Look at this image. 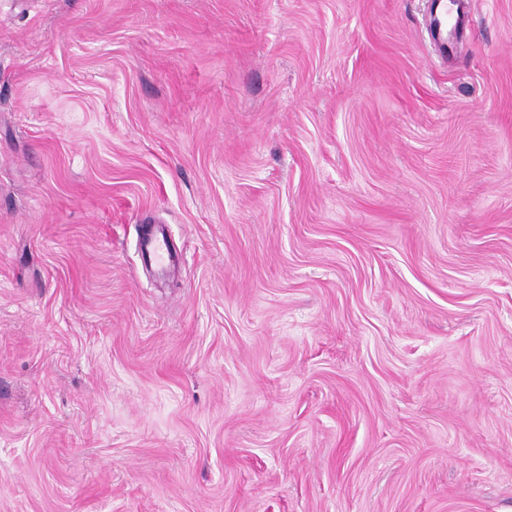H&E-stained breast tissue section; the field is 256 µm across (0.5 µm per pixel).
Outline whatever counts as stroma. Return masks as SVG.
I'll return each mask as SVG.
<instances>
[{"mask_svg":"<svg viewBox=\"0 0 512 512\" xmlns=\"http://www.w3.org/2000/svg\"><path fill=\"white\" fill-rule=\"evenodd\" d=\"M475 2L0 0V512H512ZM445 2L446 0H435L431 15V25L436 37L443 41L442 45H446L444 34L447 36L448 24L451 19V9L448 8V4Z\"/></svg>","mask_w":512,"mask_h":512,"instance_id":"35a3bbf8","label":"stroma"}]
</instances>
